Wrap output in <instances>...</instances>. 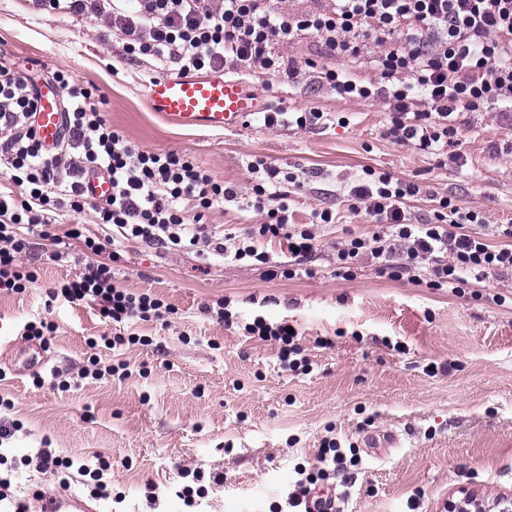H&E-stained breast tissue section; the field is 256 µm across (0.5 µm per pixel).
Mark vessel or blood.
<instances>
[{
    "instance_id": "vessel-or-blood-1",
    "label": "vessel or blood",
    "mask_w": 512,
    "mask_h": 512,
    "mask_svg": "<svg viewBox=\"0 0 512 512\" xmlns=\"http://www.w3.org/2000/svg\"><path fill=\"white\" fill-rule=\"evenodd\" d=\"M145 98L150 111L204 129L236 126L240 117L262 109L240 80L218 75L156 78L146 84ZM37 105V134L46 147H55L62 137L63 106L54 85L40 87Z\"/></svg>"
}]
</instances>
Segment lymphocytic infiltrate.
<instances>
[{"mask_svg":"<svg viewBox=\"0 0 512 512\" xmlns=\"http://www.w3.org/2000/svg\"><path fill=\"white\" fill-rule=\"evenodd\" d=\"M29 2L36 13L65 15L118 32L128 55L159 61L179 76L203 70L243 75L259 68L292 79L298 67L277 52V45L314 39L328 62L313 66V80L342 96L383 98L393 112L391 135L425 154L444 155L456 146V114L512 104V0H330L329 7L308 12L280 9L273 0ZM352 59L375 70L378 85L358 81L348 66ZM54 79L66 94L65 135L49 149L36 135L37 98L30 79L0 58V173L13 186L0 192V288L21 294L36 281L37 270L25 259L31 233L48 225L50 213L78 214L88 206L113 239L188 251L203 259L266 264L273 278L295 276L297 266L312 256L315 234L308 225H290L287 193L260 184L248 206L266 219L252 225L248 236L187 223L181 201H192L201 217L238 199L237 188L216 180L189 154L136 147L102 117L101 102L91 90L60 70ZM100 170L112 179V195L94 202L86 178ZM418 191V185L385 172L350 190L352 209L365 211L379 230L368 239L350 238L337 249L338 276L352 277L354 265L368 254L381 275L460 294L472 280L512 270L511 224L499 225L504 243L492 245L472 230L480 221L478 213L447 200L429 223H409L405 200ZM64 235L79 241L96 260L60 281L50 300L95 304L119 330L89 339L93 356L75 381L62 380L58 386L67 390L75 382L129 377L121 350L150 345L151 339L123 333V326L139 321L168 325L180 310L156 294L121 287L115 276L120 252H105L99 237L86 234L82 225H68ZM260 239L285 243L287 261L272 263L267 252L258 250ZM103 252L107 261H98ZM238 326L242 335L273 345L284 369L311 372L287 321L258 315ZM104 351L109 360L101 359ZM19 429L16 422L0 425V512H30V499L43 497L39 490L29 499L16 494L12 472L19 463L52 473L63 485L71 472H78L91 479L90 497L109 498L104 474L110 461L63 456L49 448L13 456L9 442ZM297 473L302 487L346 475L336 440H323L313 470L301 467Z\"/></svg>","mask_w":512,"mask_h":512,"instance_id":"lymphocytic-infiltrate-1","label":"lymphocytic infiltrate"}]
</instances>
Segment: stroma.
Instances as JSON below:
<instances>
[{"mask_svg":"<svg viewBox=\"0 0 512 512\" xmlns=\"http://www.w3.org/2000/svg\"><path fill=\"white\" fill-rule=\"evenodd\" d=\"M279 51L300 67L294 82L259 69L245 84L266 109H314L326 124L185 127L146 104V84L166 76V67L129 60L119 37H103L98 24L34 13L26 0H0V57L40 81L67 72L104 98V118L127 140L145 150L190 153L243 194L253 182L249 163L265 161L282 176L290 223L314 225L319 244L307 273L288 280L270 278L265 264L204 261L125 243L122 285L163 297L183 316L168 327L137 325L152 343L128 350L130 378L64 391L34 387L32 377L54 370L75 375L90 354L87 338L108 326L95 305L49 302L51 289L79 273L87 258L73 242L69 260L54 262L56 243L38 240L37 281L22 294L0 291V342L12 347L0 355L8 371L0 396L10 403L0 417L22 422L18 452L47 440L65 456L109 460L112 490L124 500L91 498L77 474L61 489L32 467L15 472V484L53 498L77 497L91 512H182L181 500L166 493L149 506L145 487L169 485L183 467L224 476L208 484L200 512H270L294 491L296 467L314 463L321 439L330 436L355 447L360 459L349 479L323 484L341 512H447L449 495L461 487L489 503L512 494V271L454 295L381 276L368 256L345 280L334 260L337 244L376 230L347 197L371 169L420 187L407 200L412 223L430 221L445 198L479 213L486 234L512 224V115L501 104L460 114L457 150L466 163L443 165L390 136L382 101L317 86L307 67L317 57L313 40ZM324 211L332 212V223L316 224ZM203 221L240 236L262 217L231 202ZM221 297L240 319H288L312 372L283 371L270 343L200 314L203 304ZM37 316L58 326L45 350L20 335ZM324 338L332 347L321 346Z\"/></svg>","mask_w":512,"mask_h":512,"instance_id":"1","label":"stroma"}]
</instances>
